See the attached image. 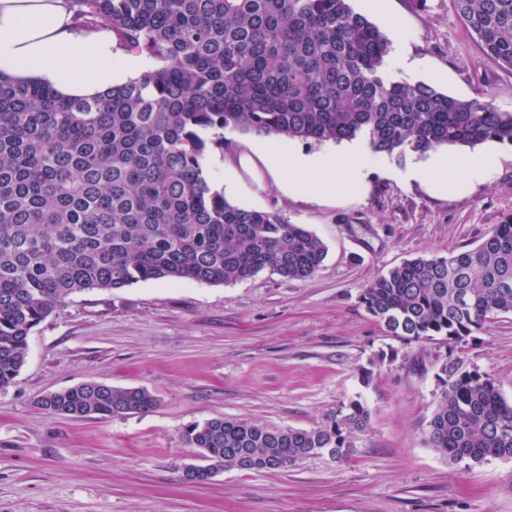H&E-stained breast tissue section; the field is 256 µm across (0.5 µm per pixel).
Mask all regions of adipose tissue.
Listing matches in <instances>:
<instances>
[{
	"label": "adipose tissue",
	"instance_id": "1",
	"mask_svg": "<svg viewBox=\"0 0 512 512\" xmlns=\"http://www.w3.org/2000/svg\"><path fill=\"white\" fill-rule=\"evenodd\" d=\"M152 67L145 56L119 48L110 29L76 26L68 0H0L1 76L79 98L137 79ZM279 140L276 134L262 136L255 152L271 174L288 168L282 188L289 195L333 199L368 175L372 150L364 138L286 156L278 149ZM495 170V158L484 152L452 158L431 150L412 157L404 178L449 191L462 183H486Z\"/></svg>",
	"mask_w": 512,
	"mask_h": 512
}]
</instances>
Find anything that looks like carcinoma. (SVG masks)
<instances>
[{
    "instance_id": "cac0c4a2",
    "label": "carcinoma",
    "mask_w": 512,
    "mask_h": 512,
    "mask_svg": "<svg viewBox=\"0 0 512 512\" xmlns=\"http://www.w3.org/2000/svg\"><path fill=\"white\" fill-rule=\"evenodd\" d=\"M153 59L92 100L0 78V389L28 337L72 294L151 280L216 285L271 270L305 280L326 246L279 213L240 208L203 169L227 129L314 142L364 136L403 162L438 147L512 144V112L387 72L389 41L349 0H69ZM482 52L512 70V0H452ZM360 299L404 341H463L512 313V216L472 250L419 257L372 279ZM428 443L450 461L512 459V403L485 374L448 358ZM60 417L154 411L141 387L87 381L44 395ZM368 410L351 400L311 429L235 417L194 423L186 442L217 475L269 472L349 455Z\"/></svg>"
}]
</instances>
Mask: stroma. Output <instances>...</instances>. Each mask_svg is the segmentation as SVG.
I'll use <instances>...</instances> for the list:
<instances>
[{
    "instance_id": "stroma-1",
    "label": "stroma",
    "mask_w": 512,
    "mask_h": 512,
    "mask_svg": "<svg viewBox=\"0 0 512 512\" xmlns=\"http://www.w3.org/2000/svg\"><path fill=\"white\" fill-rule=\"evenodd\" d=\"M371 20L399 34L418 63L389 66L392 77L512 112V71L482 53L451 0H383ZM256 139L225 131L204 170L230 203L278 212L321 238L319 270L304 280L265 270L223 285L147 281L67 298L31 333L19 375L0 390V512H512V459L451 462L427 441L446 356L487 374L512 402V314L462 343L406 342L360 300L376 275L475 248L512 214V145L483 143L495 176L450 195L406 182L387 158L365 185L319 200L282 193ZM91 380L146 388L159 405L104 420L39 408L47 393ZM354 399L369 426L346 459L231 469L204 485L181 478L198 461L184 441L191 424L236 417L310 429Z\"/></svg>"
}]
</instances>
